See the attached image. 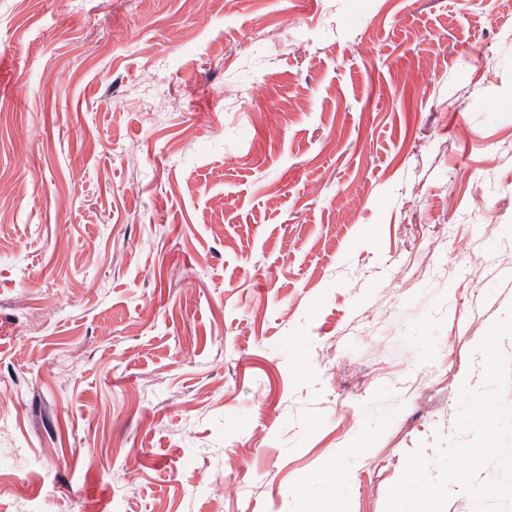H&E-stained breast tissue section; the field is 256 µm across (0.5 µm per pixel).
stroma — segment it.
Instances as JSON below:
<instances>
[{"instance_id": "35a3bbf8", "label": "stroma", "mask_w": 512, "mask_h": 512, "mask_svg": "<svg viewBox=\"0 0 512 512\" xmlns=\"http://www.w3.org/2000/svg\"><path fill=\"white\" fill-rule=\"evenodd\" d=\"M507 267L512 0H0V512H384Z\"/></svg>"}]
</instances>
